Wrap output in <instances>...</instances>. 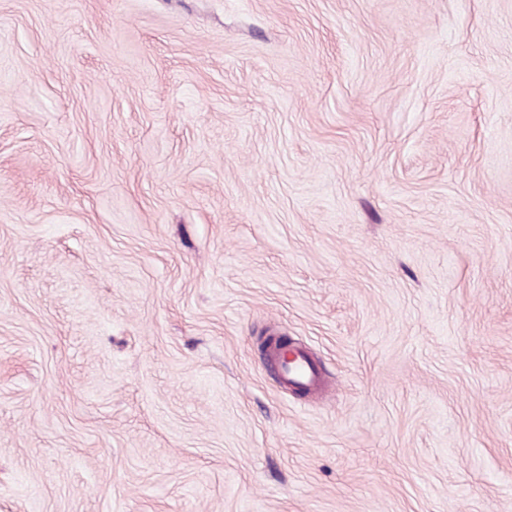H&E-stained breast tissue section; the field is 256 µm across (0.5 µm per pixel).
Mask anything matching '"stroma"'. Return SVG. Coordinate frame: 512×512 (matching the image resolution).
<instances>
[{"label": "stroma", "instance_id": "1", "mask_svg": "<svg viewBox=\"0 0 512 512\" xmlns=\"http://www.w3.org/2000/svg\"><path fill=\"white\" fill-rule=\"evenodd\" d=\"M0 512H512V0H0ZM280 377L294 387H314L319 378L317 369L301 352L278 358Z\"/></svg>", "mask_w": 512, "mask_h": 512}]
</instances>
